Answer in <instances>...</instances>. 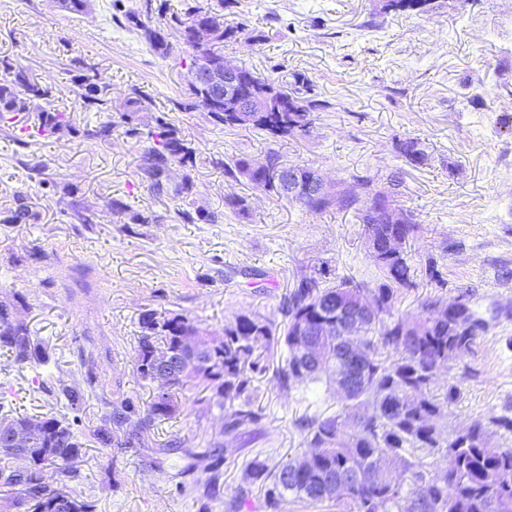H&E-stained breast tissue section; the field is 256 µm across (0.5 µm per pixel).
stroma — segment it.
Masks as SVG:
<instances>
[{
    "instance_id": "35a3bbf8",
    "label": "stroma",
    "mask_w": 512,
    "mask_h": 512,
    "mask_svg": "<svg viewBox=\"0 0 512 512\" xmlns=\"http://www.w3.org/2000/svg\"><path fill=\"white\" fill-rule=\"evenodd\" d=\"M114 2L92 0L89 12L72 14L56 0H0V56L50 85L54 105L82 129L106 116L75 95L76 59L96 65L114 104L142 91L194 144L196 192H150L139 169L142 143L119 129L105 144L67 136L24 145L0 132V212L20 193L38 214L30 224L0 223V299L23 298L22 316L57 360L43 370L0 353V415L61 413L53 395L60 378L88 389L77 428L86 448L70 486L96 512H267L260 490L238 497L245 464L258 457L274 468L304 448L295 419L335 407V396L304 397L269 374L255 380L250 397L262 417L246 442L224 434L216 399L196 387L180 414L151 426L149 447L108 450L92 435L102 415L124 399L142 408L152 397L135 368L139 316L166 310L219 334L240 314L281 323L295 281L321 268L332 282L378 283L356 209L312 213L225 176L223 162L258 160L271 149L357 195L359 177L384 190L388 175L401 173L398 206L420 225L411 263L435 261L445 285L420 280L402 294L400 314L435 293H467L484 314L512 308V0H432L425 13L391 10L386 0H242L225 9L228 23L245 26L225 43L226 57L288 84L305 79L311 97L327 104L307 136L278 142L173 110L184 69L119 25ZM409 138L422 142L425 164L401 156L397 144ZM230 193L246 197L248 217L225 209ZM117 198L154 223H118L109 207ZM74 199L90 206V223L72 218ZM198 207L216 222L182 223L179 211ZM449 373L461 394L448 432L512 415V318L498 319ZM172 439L185 448L223 442L219 496L206 494L209 461L187 473L175 453L153 466L151 446Z\"/></svg>"
}]
</instances>
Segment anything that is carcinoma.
<instances>
[{"label": "carcinoma", "instance_id": "obj_1", "mask_svg": "<svg viewBox=\"0 0 512 512\" xmlns=\"http://www.w3.org/2000/svg\"><path fill=\"white\" fill-rule=\"evenodd\" d=\"M144 8L123 14L128 28L137 31L149 49L162 58H178L191 54L187 84L182 96L173 101V110L193 112L200 109L197 101L202 90L205 63L222 56L220 46L235 40L245 31L242 25H227L223 14L193 0L183 12H172L164 0H143ZM155 17L144 22L141 15ZM207 24L217 36L209 44L189 38L172 45L170 32L193 31ZM80 74L75 79L74 93L83 104L99 112L112 111L108 86L99 81L96 68L78 62ZM242 75L251 85L252 99L264 111L249 112L243 123L240 112H210V121L224 129H257L276 139L310 131L313 113L327 108L319 100L305 97L308 87L288 88L268 77H261L247 67ZM52 88L32 77L22 67L0 59V126L20 143L28 138H60L76 134L71 113L51 106ZM150 111L149 100L137 89L123 103L120 122L107 121L87 128V139L108 141L117 125L127 126L125 134L144 140L141 171L149 189L158 196L187 198L195 193L192 171L196 151L183 139L165 115L144 122L140 113ZM400 152L408 163L416 166L425 161L422 144L415 138L400 143ZM267 166L252 167V159L236 157L223 163L224 174L263 187L279 199L295 201L311 212H322L339 202L345 208L358 203L353 194H324L313 190L306 195L288 196L272 182L270 172L288 169L294 177L306 181L316 170L288 166L275 150L265 156ZM179 166L184 174L180 182L171 184L169 169ZM398 180L389 181V192H375L359 210L366 224L368 239L376 242L379 253L374 260L382 269L383 279L374 288L363 282L343 280L336 285L323 278L304 275L285 297L280 313L282 328L258 316L238 315L224 326L223 334H215L184 315L147 310L140 315L136 371L147 379L143 369L152 347L159 343L179 351V336L191 332L200 338L206 352L198 363L183 371L173 383L174 392L163 398L153 396L144 416L130 400L121 402L101 417L95 431L106 448H141L147 444L144 431L157 420L169 419L182 408L179 393L188 386H201L219 399V407L230 403L224 417V433L233 435L261 420L248 396L257 376L270 370L275 349L286 354L274 371L282 389L303 391L323 384L331 392L337 377L344 372L343 351L348 337H324L322 359L309 364L299 353L297 322L304 318L327 321L336 310L364 316L358 342L362 349L363 368L350 392L336 395L343 406L330 413L315 411L296 421L306 434V448L291 456L272 471L267 463L254 458L247 463L240 497L260 483L264 489L265 507L280 512L289 496L311 503L333 502L341 512H512V447L491 442L489 429L495 427L512 434V416L503 414L484 422L472 421L463 429L447 433L448 409L459 397L458 385L443 382L448 364L472 349L477 338L485 334L487 319L480 316L465 295L451 300L429 296L410 315L394 314L401 290L415 287V269L405 257L407 242L416 223L395 207L393 193ZM224 208L244 216L247 200L238 194L224 197ZM112 215L125 224H150L154 218L136 210L127 202L110 203ZM34 219L24 197L16 198L15 207L0 217L4 224H25ZM377 300V309L366 315L360 303L367 292ZM17 300H0V350L15 365H46L52 358L48 346L35 336L26 320L18 315ZM57 401L74 413L65 416L40 417L42 427L36 443L30 448H14L0 441V460L6 466L0 480L14 490L11 506L16 512H61L62 501L71 503V512H95V505L69 490L67 481L74 478L72 464L82 455L83 443L73 429L84 412L83 390L57 380ZM126 429L124 438H116L112 429ZM193 459L212 460V470L224 460V448L216 442L200 452H185ZM54 470L60 486L48 480Z\"/></svg>", "mask_w": 512, "mask_h": 512}]
</instances>
